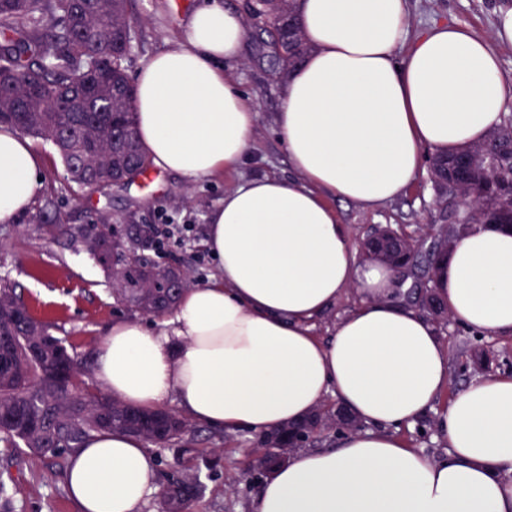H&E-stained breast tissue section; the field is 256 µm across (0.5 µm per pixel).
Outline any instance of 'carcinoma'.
Wrapping results in <instances>:
<instances>
[{"mask_svg": "<svg viewBox=\"0 0 512 512\" xmlns=\"http://www.w3.org/2000/svg\"><path fill=\"white\" fill-rule=\"evenodd\" d=\"M296 0H246L248 27L269 37V76L276 81L309 51L295 13ZM129 0H0V124L51 142L71 182L105 192L148 169L136 128L127 61L140 43ZM464 175L434 188L431 244L412 241L404 268L414 277V303L437 320L448 317L433 293L436 255L478 224H512V113L481 143L456 153ZM47 235L81 243L112 280L113 297L130 312L160 316L194 287L191 272L163 260L150 246L153 224L112 219L71 225L50 199L36 215ZM496 359L469 348L475 366ZM91 357L69 352L49 325L33 317L7 282H0V442L37 457H59L94 433L134 434L146 447L176 448L156 512H190L206 490L200 463L212 461L193 420L169 410L144 411L102 395L77 380ZM361 427L350 415L314 413L267 434L247 449L246 485L271 471L296 448L319 442L316 431L339 438Z\"/></svg>", "mask_w": 512, "mask_h": 512, "instance_id": "cac0c4a2", "label": "carcinoma"}]
</instances>
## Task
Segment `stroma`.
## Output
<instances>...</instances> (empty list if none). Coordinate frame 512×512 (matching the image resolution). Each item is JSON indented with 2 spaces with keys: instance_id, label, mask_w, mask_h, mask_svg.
Segmentation results:
<instances>
[{
  "instance_id": "stroma-1",
  "label": "stroma",
  "mask_w": 512,
  "mask_h": 512,
  "mask_svg": "<svg viewBox=\"0 0 512 512\" xmlns=\"http://www.w3.org/2000/svg\"><path fill=\"white\" fill-rule=\"evenodd\" d=\"M195 0H131L132 12L142 18L141 46L130 68L138 70L155 52L181 40L184 13ZM505 0H409L408 26L418 34L438 22L467 26L490 35L496 11ZM260 41L252 39L249 49L236 66L242 90L259 114L256 131L238 176L272 174L291 178L294 171L283 148L281 136L273 124L279 105V87L269 83L256 58ZM33 145L43 157L42 194L55 198L59 210L71 223L85 224L103 212L113 217L130 216L134 223L186 224L181 243H169L167 259L187 267L197 283L209 280L216 263L205 245L210 209L223 200L233 186L224 176L190 184L180 176L165 173L156 176L152 190L132 184L108 193H84L69 182L51 143L34 139ZM434 196L427 174L402 198L384 209L372 212L349 201H334L333 206L347 225L354 242H362L377 226H400L410 234H420L433 207ZM11 282L20 293L29 312L50 325L53 335L65 339L78 354L95 352L113 322L140 320L117 306L112 298V283L102 267L84 250L66 239H47L38 229L32 213H25L12 224H0V279ZM216 444L224 453L219 465L205 481L206 491L192 512H245L243 504L252 500V491L240 488L238 494L226 493V484L241 479L246 455L245 441L228 443L223 432H216ZM66 457L39 459L24 455L0 443V481L6 493L0 497V512H78L66 490L60 469Z\"/></svg>"
}]
</instances>
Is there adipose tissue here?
Masks as SVG:
<instances>
[{"label":"adipose tissue","mask_w":512,"mask_h":512,"mask_svg":"<svg viewBox=\"0 0 512 512\" xmlns=\"http://www.w3.org/2000/svg\"><path fill=\"white\" fill-rule=\"evenodd\" d=\"M408 0H298L310 52L280 78L274 123L296 176L239 180L208 213L217 273L184 292L159 327L112 324L94 374L138 409L175 399L199 425L264 434L310 416L326 397L362 429L300 449L260 485L253 512H512V374L456 392L435 324L398 295L402 271L360 259L333 200L377 210L404 195L427 154L482 141L512 108L492 37L441 23L407 36ZM249 33L223 0H198L183 38L133 79L142 149L155 168L197 183L237 171L257 125L234 66ZM43 160L0 127V224L27 212ZM452 321L512 335V228L482 224L435 265ZM360 302L328 339L312 323L348 286ZM447 406H440L441 397ZM436 413L446 444L408 448L402 429ZM65 482L80 512H141L158 490L152 455L102 432L74 450Z\"/></svg>","instance_id":"1"}]
</instances>
